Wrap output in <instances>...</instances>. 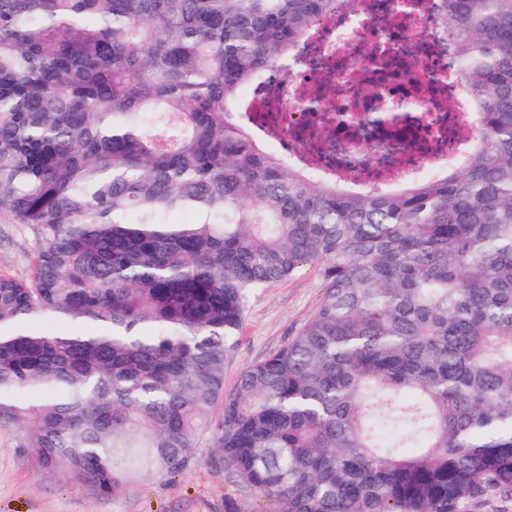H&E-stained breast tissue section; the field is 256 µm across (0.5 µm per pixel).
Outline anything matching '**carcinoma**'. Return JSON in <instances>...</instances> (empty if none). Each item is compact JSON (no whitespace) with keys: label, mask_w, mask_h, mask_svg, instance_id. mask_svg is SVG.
<instances>
[{"label":"carcinoma","mask_w":512,"mask_h":512,"mask_svg":"<svg viewBox=\"0 0 512 512\" xmlns=\"http://www.w3.org/2000/svg\"><path fill=\"white\" fill-rule=\"evenodd\" d=\"M335 5L0 0V212L37 234L0 271V428L42 470L108 499L206 446L261 512L512 494V0H435L470 154L397 190L236 120ZM304 263L313 317L224 392L249 300Z\"/></svg>","instance_id":"obj_1"}]
</instances>
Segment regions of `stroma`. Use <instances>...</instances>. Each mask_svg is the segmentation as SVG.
Segmentation results:
<instances>
[{
    "label": "stroma",
    "mask_w": 512,
    "mask_h": 512,
    "mask_svg": "<svg viewBox=\"0 0 512 512\" xmlns=\"http://www.w3.org/2000/svg\"><path fill=\"white\" fill-rule=\"evenodd\" d=\"M36 245L34 234L0 213V270L23 273ZM323 292L316 265L261 288L250 300L239 341L224 364V388L233 390L244 368L282 348L313 316ZM22 432L0 428V512H226L228 500L253 503L224 474L213 471L199 448V463L175 477L144 476L110 499L81 482L41 471Z\"/></svg>",
    "instance_id": "stroma-1"
}]
</instances>
